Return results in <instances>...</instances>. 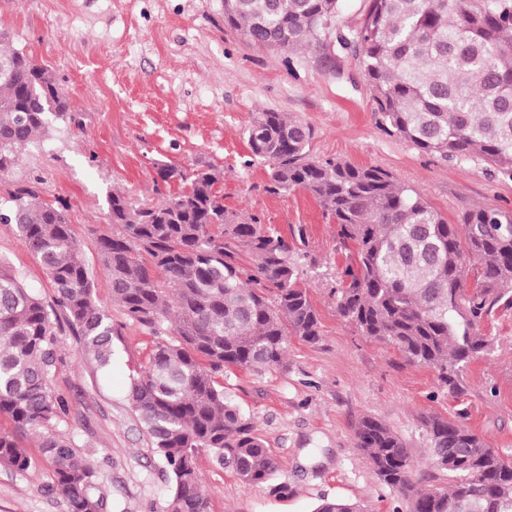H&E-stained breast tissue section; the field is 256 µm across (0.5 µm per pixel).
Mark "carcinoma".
I'll return each mask as SVG.
<instances>
[{
	"label": "carcinoma",
	"mask_w": 512,
	"mask_h": 512,
	"mask_svg": "<svg viewBox=\"0 0 512 512\" xmlns=\"http://www.w3.org/2000/svg\"><path fill=\"white\" fill-rule=\"evenodd\" d=\"M341 0H224V20L251 43L295 51L334 46L358 58L374 89L381 126L420 151L445 159H480L512 177V0H368L360 25L343 32ZM0 175L19 153L48 132L49 115L68 100L53 73L11 45L0 30ZM253 155L269 166L272 194L301 188L336 223L354 262L339 274L336 310L366 338L396 348L409 364L433 368L446 385L492 350L479 327L496 306L512 308V213L476 208L450 224L414 190L377 167L312 160L310 129L282 112H263L247 130ZM167 183L186 184L178 196L136 206L121 191L108 195L115 231L97 237L112 301L128 319L160 337L145 366L130 378L128 399L168 475L165 512H208L198 453L246 484L265 483L279 459L224 390L229 367L271 370L283 364L288 338L321 339L308 291L299 286L297 252L256 215L224 207L216 189L224 172L209 165L162 167ZM0 208V224L15 227L53 288L45 304L0 263V467L28 471L25 440L53 468V490L68 512H100L91 493L92 463L75 440L56 430L68 410L53 387L59 361L53 325L61 310L84 358L101 369L112 362V318L96 302L79 261L67 208L44 202L26 187ZM145 253L151 265L141 262ZM251 256L245 264L242 254ZM483 265L467 286L468 266ZM174 286L166 294L158 279ZM428 454L448 487L427 488L412 477V452L386 424L365 417L357 427L383 484L406 512H512V455L491 451L456 420H424ZM313 512H360L344 499L323 497Z\"/></svg>",
	"instance_id": "cac0c4a2"
}]
</instances>
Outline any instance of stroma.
Instances as JSON below:
<instances>
[{
    "mask_svg": "<svg viewBox=\"0 0 512 512\" xmlns=\"http://www.w3.org/2000/svg\"><path fill=\"white\" fill-rule=\"evenodd\" d=\"M0 29L50 69L68 98L65 120L53 121L51 132L0 176V203L29 186L44 201L68 204L95 299L121 331L104 373L81 358L66 319L56 324L61 360L53 386L70 406L58 429L93 460L95 492L111 512H164L167 481L127 399L129 377L157 338L113 303L97 237L111 229L107 193L119 189L135 204L158 203L154 182L163 165L222 169L225 208L258 215L303 252L300 285L321 322L320 342L291 338L280 368L225 369L226 391L252 417L280 469L272 482L249 486L201 451L209 512H313L323 497L393 512L400 497L356 446V427L366 416L407 441L414 475L428 486L447 482L429 466L422 425L428 415L457 418L512 454V309L483 321L493 349L469 362L454 391L431 367L407 364L396 348L359 335L336 312L332 290L349 253L334 222L305 190L267 192L268 168L254 159L245 131L259 113H286L311 128L310 159L388 171L452 224L477 207L512 211L511 177L480 160H442L386 133L352 52L327 57L254 46L225 23L224 0H0ZM300 226L302 241L293 236ZM0 260L52 303L39 259L9 224H0ZM52 483V469L39 456L25 473L0 467V512H67ZM276 483L287 484V496L272 494Z\"/></svg>",
    "mask_w": 512,
    "mask_h": 512,
    "instance_id": "1",
    "label": "stroma"
}]
</instances>
